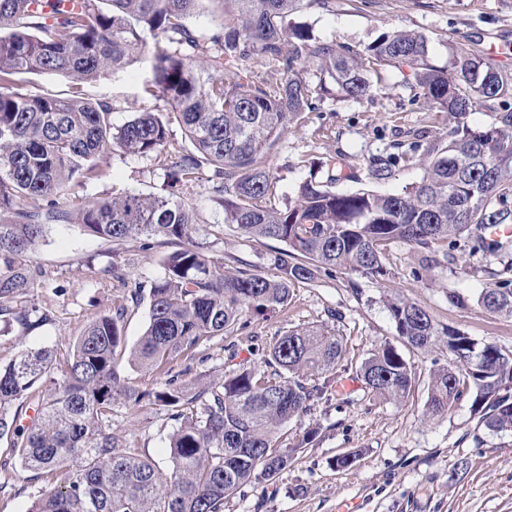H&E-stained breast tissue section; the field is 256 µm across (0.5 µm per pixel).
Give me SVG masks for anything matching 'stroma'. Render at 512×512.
I'll list each match as a JSON object with an SVG mask.
<instances>
[{
    "label": "stroma",
    "instance_id": "stroma-1",
    "mask_svg": "<svg viewBox=\"0 0 512 512\" xmlns=\"http://www.w3.org/2000/svg\"><path fill=\"white\" fill-rule=\"evenodd\" d=\"M333 11L310 9L295 15L323 41L364 47L380 34L410 29L429 39L432 61L448 60V44L480 40L493 62L512 66V0H335ZM147 63L126 71L103 73L82 85L58 75H42L27 84L29 93L67 97L80 93L112 106V124L119 127L138 113L162 109L161 101L144 93ZM396 73L373 87L370 96L340 99L325 96L317 111L304 113L288 127L267 163L277 183L267 205L283 207L295 196L296 186L309 176L303 162L341 152L355 169L364 170L369 158L391 151L407 140L409 130L425 127L442 131L446 114L410 103ZM100 180L72 188L71 200L109 198L128 191L162 195L164 172L151 158L112 150L102 159ZM208 167H201L185 197L195 209L197 241L203 252L233 269L250 265L265 276L276 273L274 255L280 242L241 234L224 221V210L212 199ZM166 249L146 240L114 244L86 234L78 224H51L27 262L37 271L25 297L27 307L43 316L36 329L12 325L0 331V364L22 351L47 348L58 368L40 384L48 391L59 380V367L85 327L98 315L119 305L128 313L123 322L126 346H134L147 322L153 280L163 272ZM385 277L374 280L341 271H323L313 282H294L287 305L263 316L244 313L246 329L238 336L216 335L192 356L169 361L172 374L219 378L240 363L262 368L261 355L249 354L250 337L268 347L288 330L314 324H333L346 352L335 371V396L322 400L300 421L282 431V442L292 445L300 430L315 428L317 440L298 449L292 463L271 484L248 486L230 495L224 512H512V431L495 432L479 426L462 398L447 414L427 413L426 384L430 373L451 362L447 347L423 353L406 346L384 305L398 296L422 306L434 321L456 327L471 338L512 350V317L497 315L472 304L482 289L495 287L512 247L490 253L475 249L463 238L455 246L438 240L427 248L392 241L382 248ZM432 264H423V256ZM119 265L128 281L113 278ZM468 297L467 305L449 302V292ZM393 344L418 378L414 392L401 403L368 394L356 371L383 343ZM239 346L230 359L231 346ZM174 422L156 405L136 407L122 401L112 408V431L143 456L166 467L167 435ZM353 452L352 467L333 464L336 456ZM45 480H30L6 442H0V512H27Z\"/></svg>",
    "mask_w": 512,
    "mask_h": 512
}]
</instances>
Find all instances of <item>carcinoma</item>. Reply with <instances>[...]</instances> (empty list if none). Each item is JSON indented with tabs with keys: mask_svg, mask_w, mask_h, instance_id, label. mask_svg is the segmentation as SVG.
<instances>
[{
	"mask_svg": "<svg viewBox=\"0 0 512 512\" xmlns=\"http://www.w3.org/2000/svg\"><path fill=\"white\" fill-rule=\"evenodd\" d=\"M213 5L212 29L200 34L188 20ZM333 0H0V317L31 329L22 307L32 277L26 254L46 226L76 223L88 234L116 242L158 239L170 247L163 276L151 287L148 322L128 349L122 334L126 308L103 313L74 345L61 383L35 396L53 370L45 348L26 350L0 367V440L21 466L51 486L28 512H224L238 490L270 482L293 453L318 436L298 435L281 445L279 431L332 393L328 373L344 356L343 342L326 324L288 331L264 354V368L240 367L188 391L177 376L150 393L172 410L168 471L112 433V406L147 397L125 383L121 357L143 370L165 368L216 335L241 329L244 311L262 313L288 303L291 284L312 282L321 270L382 278V245L400 240L419 247L462 237L486 241L495 225L512 223V68L497 65L476 43L448 45V65L431 60L428 38L412 30L380 35L362 49L322 42L292 21L305 9ZM151 63L144 90L165 103V114L141 112L115 128L112 107L74 95L22 91L33 75L50 73L86 82L124 71L142 57ZM209 70L198 75L194 63ZM319 73L312 86L302 76ZM408 70L409 100L448 114L447 131L412 132L409 150L372 157L365 176L346 157L321 162L326 179H307L281 209L262 200L276 177L263 161L288 128L323 92L368 96L395 71ZM490 118L473 127L468 116ZM181 128L189 146L171 139ZM117 148L152 157L165 171L168 194L128 192L60 203L72 184L98 180L100 159ZM418 161V182L396 193L338 191L336 184L367 179L384 183L400 165ZM204 164L212 167V193L224 223L253 238L287 246L275 257L280 275L248 268L224 270L194 241L197 228L183 188ZM484 310L512 317V280L474 297ZM398 336L431 351L445 343L454 355L434 369L427 411L448 413L464 394L491 431H512V352L479 343L440 325L419 304L388 298ZM368 392L404 401L418 382L393 345L361 364Z\"/></svg>",
	"mask_w": 512,
	"mask_h": 512,
	"instance_id": "1",
	"label": "carcinoma"
}]
</instances>
